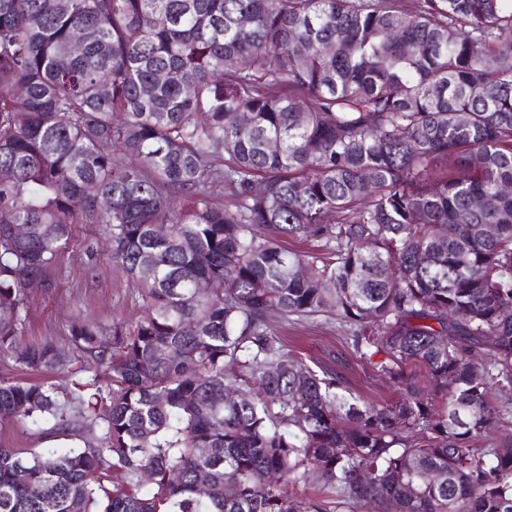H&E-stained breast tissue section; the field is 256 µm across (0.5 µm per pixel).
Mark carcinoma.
<instances>
[{
  "label": "carcinoma",
  "mask_w": 512,
  "mask_h": 512,
  "mask_svg": "<svg viewBox=\"0 0 512 512\" xmlns=\"http://www.w3.org/2000/svg\"><path fill=\"white\" fill-rule=\"evenodd\" d=\"M1 169L0 356L69 386L0 427L81 444L0 446V512H512V0H0ZM74 224L145 302L71 321L92 380L15 340ZM320 313L397 400L284 348ZM53 422L41 425V428L32 426L30 423L23 421L15 425L0 427V445L8 448H14L19 451L37 452L42 448L53 446L58 450H66L74 446L79 441L68 437L59 432H53L51 435L42 434V429H48Z\"/></svg>",
  "instance_id": "carcinoma-1"
}]
</instances>
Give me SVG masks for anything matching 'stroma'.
Instances as JSON below:
<instances>
[{
    "label": "stroma",
    "instance_id": "stroma-1",
    "mask_svg": "<svg viewBox=\"0 0 512 512\" xmlns=\"http://www.w3.org/2000/svg\"><path fill=\"white\" fill-rule=\"evenodd\" d=\"M109 249L103 225H74L69 250L50 271L55 288L48 292L34 288L29 292V309L18 343L62 344L74 318L86 317L108 326L115 319L143 311L139 293L110 258ZM347 333L345 324L322 316L279 329L286 349L301 354L308 363L336 369L348 379L355 395L377 402L395 399L394 387L373 376L370 368L354 355ZM74 444L71 437L58 432L44 434L27 422L0 427V445L19 451L36 452L48 446L65 450Z\"/></svg>",
    "mask_w": 512,
    "mask_h": 512
}]
</instances>
